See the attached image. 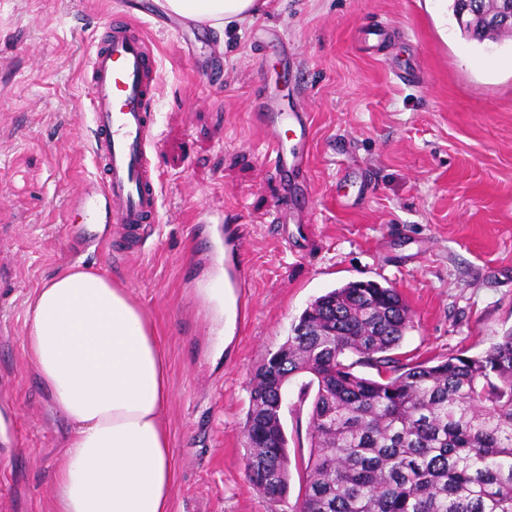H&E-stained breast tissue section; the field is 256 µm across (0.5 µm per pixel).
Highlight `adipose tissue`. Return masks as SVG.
I'll use <instances>...</instances> for the list:
<instances>
[{"label":"adipose tissue","mask_w":512,"mask_h":512,"mask_svg":"<svg viewBox=\"0 0 512 512\" xmlns=\"http://www.w3.org/2000/svg\"><path fill=\"white\" fill-rule=\"evenodd\" d=\"M157 4L218 31L250 21L260 7L259 0ZM24 346L70 424L54 512H170L168 357L146 311L106 276L72 268L31 297Z\"/></svg>","instance_id":"adipose-tissue-1"}]
</instances>
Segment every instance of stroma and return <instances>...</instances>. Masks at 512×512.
Masks as SVG:
<instances>
[{"mask_svg":"<svg viewBox=\"0 0 512 512\" xmlns=\"http://www.w3.org/2000/svg\"><path fill=\"white\" fill-rule=\"evenodd\" d=\"M127 0H0V512H53L64 416L23 345L27 304L70 267L97 270L143 307L168 356L171 512H291L309 443L285 414L288 498L245 476L251 374L327 291L397 288L413 326L399 355L477 354L512 329V40L464 37L447 0H267L241 29L142 26L155 46L159 222L142 251L67 204L96 178L87 55ZM223 62L222 80L197 73ZM303 105L306 167L266 158L265 94ZM213 218L195 224L199 211ZM242 227L250 271L237 324L202 289ZM231 341L222 355L219 335Z\"/></svg>","mask_w":512,"mask_h":512,"instance_id":"35a3bbf8","label":"stroma"}]
</instances>
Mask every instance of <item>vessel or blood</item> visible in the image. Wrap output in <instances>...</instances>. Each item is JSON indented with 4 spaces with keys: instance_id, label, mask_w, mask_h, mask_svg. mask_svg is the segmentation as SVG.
<instances>
[{
    "instance_id": "vessel-or-blood-1",
    "label": "vessel or blood",
    "mask_w": 512,
    "mask_h": 512,
    "mask_svg": "<svg viewBox=\"0 0 512 512\" xmlns=\"http://www.w3.org/2000/svg\"><path fill=\"white\" fill-rule=\"evenodd\" d=\"M139 5L114 15L104 36L93 45L88 60L90 107L93 123L91 152L99 178L84 181L71 199L74 210L98 213L103 223L120 225L125 245L135 249L158 222L159 195L150 171L147 150L154 142L152 91L158 79L154 47L137 30ZM267 158L275 170L288 172L301 165L302 155L287 153L289 133L310 135V116L281 108L263 114ZM243 237L239 225L224 227V290L239 301L249 286V272L241 259Z\"/></svg>"
}]
</instances>
